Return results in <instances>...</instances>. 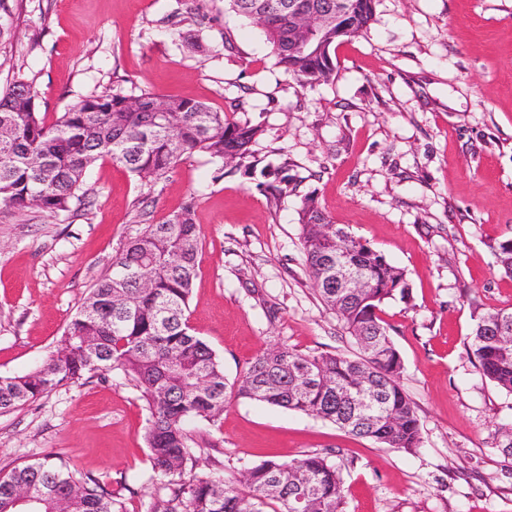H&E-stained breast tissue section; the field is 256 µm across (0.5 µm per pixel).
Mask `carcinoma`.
Wrapping results in <instances>:
<instances>
[{
    "label": "carcinoma",
    "instance_id": "carcinoma-1",
    "mask_svg": "<svg viewBox=\"0 0 512 512\" xmlns=\"http://www.w3.org/2000/svg\"><path fill=\"white\" fill-rule=\"evenodd\" d=\"M352 9L346 31L329 29L324 51L313 57L300 41L301 19L288 0H224L229 10L260 27L277 64L301 85L336 76V46L361 33L373 19L375 0H346ZM162 104L166 111L155 112ZM0 205L49 214L70 211L88 169L109 158L142 179H160L184 158L204 153L223 166L244 167L266 179L271 197L288 195V164L250 160L249 145L264 134L260 123L238 124L191 99L154 93L86 96L52 122L38 112L36 92L22 80L0 95ZM332 221L308 197L299 212L300 238L310 280L323 304L341 321L359 350L302 354L285 345L256 357L233 384L215 352L194 335L187 311L196 277L199 239L194 206L189 204L161 224H149L112 260V271L89 291L68 322L60 347L41 363L15 376H0V412L35 400L69 380L120 370L142 390L150 412L144 438L158 476L172 485V496L157 498L147 512H343L341 473L319 454L291 462L263 461L240 477L198 476L187 423L214 420L224 412L227 394L329 420L349 433L384 448H422L413 402L401 385L399 351L380 317L382 306L410 293L407 273L380 251L351 237L346 261L368 278L356 292L338 288L329 262L336 260L326 226ZM498 263L512 273V238L495 246ZM512 310L477 318L470 355L482 375L512 394ZM96 348L88 354L84 338ZM373 385L374 409L366 413L345 394ZM27 489L37 512H124L98 478L74 479L61 457L12 469L0 476V512H16L17 488Z\"/></svg>",
    "mask_w": 512,
    "mask_h": 512
}]
</instances>
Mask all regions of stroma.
Instances as JSON below:
<instances>
[{
	"mask_svg": "<svg viewBox=\"0 0 512 512\" xmlns=\"http://www.w3.org/2000/svg\"><path fill=\"white\" fill-rule=\"evenodd\" d=\"M335 65L334 79L300 86L224 0H0V93L24 79L50 120L113 90L200 101L263 122L251 150L287 162L291 186L276 203L259 177L221 173L204 154L157 181L104 158L69 212L0 206V375L55 350L128 239L189 203L200 248L188 321L227 381L279 345L356 355L306 270L298 213L312 195L408 273L409 298L381 317L423 446L390 450L231 397L220 417L188 427L196 473L231 478L323 453L341 472L344 512H512V458L495 435L512 425V395L481 377L467 347L480 314L512 310V276L493 251L512 237V0H376ZM148 419L122 372L64 382L0 413V472L58 455L126 512H145L168 494L149 461Z\"/></svg>",
	"mask_w": 512,
	"mask_h": 512,
	"instance_id": "stroma-1",
	"label": "stroma"
}]
</instances>
